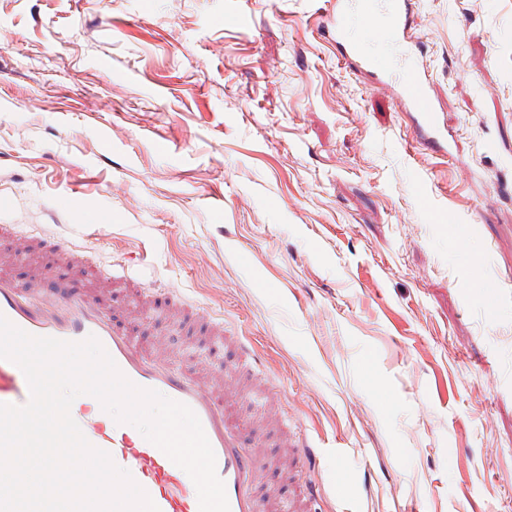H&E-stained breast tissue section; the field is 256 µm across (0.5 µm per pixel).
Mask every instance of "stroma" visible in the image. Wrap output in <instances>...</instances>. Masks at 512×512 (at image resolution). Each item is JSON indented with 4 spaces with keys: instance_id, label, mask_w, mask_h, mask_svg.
Instances as JSON below:
<instances>
[{
    "instance_id": "obj_1",
    "label": "stroma",
    "mask_w": 512,
    "mask_h": 512,
    "mask_svg": "<svg viewBox=\"0 0 512 512\" xmlns=\"http://www.w3.org/2000/svg\"><path fill=\"white\" fill-rule=\"evenodd\" d=\"M332 2L0 0V225L129 266L101 298L177 365L234 369L243 341L256 385L223 389L285 510L512 512V0H416L450 156L344 65ZM0 260L93 286L48 248Z\"/></svg>"
}]
</instances>
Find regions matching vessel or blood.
Masks as SVG:
<instances>
[{"label": "vessel or blood", "instance_id": "1", "mask_svg": "<svg viewBox=\"0 0 512 512\" xmlns=\"http://www.w3.org/2000/svg\"><path fill=\"white\" fill-rule=\"evenodd\" d=\"M329 24L345 64L390 86L416 137L447 151L442 106L423 63L414 0H336ZM50 280L46 272L21 288L0 271V315L35 336L70 342L96 337L132 383L183 403L197 415L214 450L230 512H270L271 502L255 494L262 460L245 444L224 399L222 367L175 366L166 353L143 348L118 327L95 293L57 292ZM29 398L21 369L0 359V404L21 406ZM71 416L92 446L130 472L159 512H199L189 475L148 440L133 441L124 425L106 416L95 397L72 403Z\"/></svg>", "mask_w": 512, "mask_h": 512}]
</instances>
